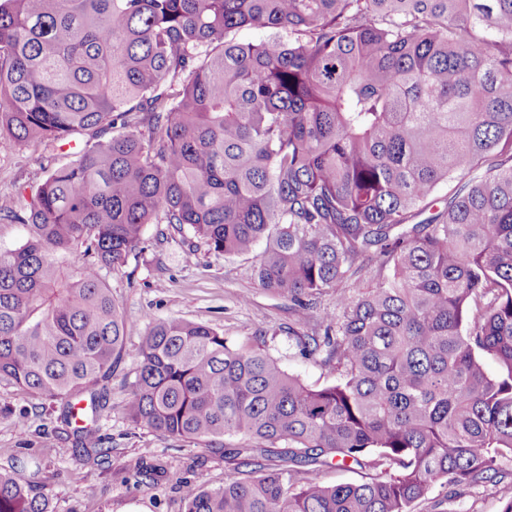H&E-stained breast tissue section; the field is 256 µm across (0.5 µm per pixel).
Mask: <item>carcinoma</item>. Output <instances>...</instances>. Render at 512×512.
I'll use <instances>...</instances> for the list:
<instances>
[{
	"label": "carcinoma",
	"instance_id": "carcinoma-1",
	"mask_svg": "<svg viewBox=\"0 0 512 512\" xmlns=\"http://www.w3.org/2000/svg\"><path fill=\"white\" fill-rule=\"evenodd\" d=\"M2 136L76 148L0 201L27 230L0 250V384L62 402L76 452L109 462L98 385L131 355L126 420L232 463L184 512H414L437 482L512 512V0H0ZM149 224L188 255L266 242L257 280L335 381L179 318L128 348L107 275ZM349 462L380 471L320 482ZM41 474L0 471V512H50ZM313 308L310 309L309 324L307 330L309 334L319 324L324 312L336 310V289H328L321 295H318Z\"/></svg>",
	"mask_w": 512,
	"mask_h": 512
}]
</instances>
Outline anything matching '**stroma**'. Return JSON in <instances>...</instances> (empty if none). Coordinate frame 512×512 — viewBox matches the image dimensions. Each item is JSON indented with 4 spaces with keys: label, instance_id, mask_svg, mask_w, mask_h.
<instances>
[{
    "label": "stroma",
    "instance_id": "35a3bbf8",
    "mask_svg": "<svg viewBox=\"0 0 512 512\" xmlns=\"http://www.w3.org/2000/svg\"><path fill=\"white\" fill-rule=\"evenodd\" d=\"M37 146L0 139V199L18 188L39 184L44 173L33 157ZM155 225H148L138 251L124 266L112 271L108 281L127 320L128 341L137 343L148 320L184 318L223 331L233 341H247L266 348L286 371L305 384L321 386L335 380L332 368L302 358L290 346L288 326L292 302L288 295L261 288L254 277L255 255L227 258L207 250L195 256L184 253L180 240L155 242ZM136 368L125 357L103 386L109 399L108 416L101 433L112 449L111 467L75 457L58 412L34 409V400L12 387H0V467L22 456L40 458L43 482L53 512H182L181 486L205 472L210 487L224 483L223 455L201 443L175 439L134 428L123 416L128 396L126 377ZM29 407L30 433L20 437L11 415ZM165 466L158 484L137 483L135 467L141 461ZM499 488L486 484L475 488L436 484L416 512H502Z\"/></svg>",
    "mask_w": 512,
    "mask_h": 512
}]
</instances>
